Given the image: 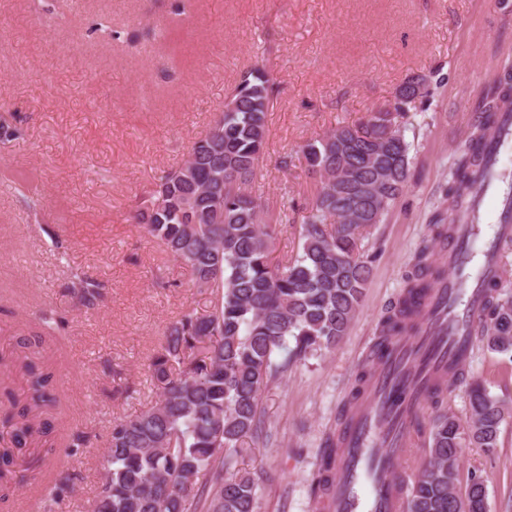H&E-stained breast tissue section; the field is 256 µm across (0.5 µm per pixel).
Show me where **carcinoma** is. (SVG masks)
<instances>
[{
	"label": "carcinoma",
	"instance_id": "1",
	"mask_svg": "<svg viewBox=\"0 0 512 512\" xmlns=\"http://www.w3.org/2000/svg\"><path fill=\"white\" fill-rule=\"evenodd\" d=\"M275 79L258 60L224 101L222 135L195 143L180 169L159 178L139 223L166 251L191 268L197 288L216 294L213 310L186 309L167 329L151 361L160 400L149 410L112 422L107 466L92 512H258L261 473L232 471L246 439L258 435L262 390L288 368L290 358L329 350L346 334L371 275L362 254L365 234L383 222L403 192L410 171V144L396 120L434 95L432 84L411 93L396 113L370 115L343 125L302 149L307 171L328 183L311 202H270L249 190L262 160L266 115L273 105ZM512 114V62L494 75L482 120L450 169L449 222L437 215L431 244L415 256L413 272L386 316L379 345L416 328L422 297L446 279L431 260V246L448 249L456 222L475 212L464 188L478 176H494L485 148L495 139V117ZM200 214L184 221L185 211ZM303 225L297 254L284 263L270 257V224ZM91 309L101 284L75 274L68 285ZM472 333L493 353L512 357V296L489 286L483 317ZM293 349H288V339ZM25 400L7 390L0 425L18 450L38 437L54 451L56 426L50 418L32 422L35 410L57 402L53 371L33 361ZM362 371L344 418L351 419L370 388ZM468 413L441 414L430 438V459L407 491L403 512H488L483 481L472 476L465 496L457 490L460 449L491 450L512 408L481 383H468ZM336 469L319 471L313 493L323 497Z\"/></svg>",
	"mask_w": 512,
	"mask_h": 512
}]
</instances>
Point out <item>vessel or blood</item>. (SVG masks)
<instances>
[{"instance_id": "obj_1", "label": "vessel or blood", "mask_w": 512, "mask_h": 512, "mask_svg": "<svg viewBox=\"0 0 512 512\" xmlns=\"http://www.w3.org/2000/svg\"><path fill=\"white\" fill-rule=\"evenodd\" d=\"M480 227L463 223L448 248V277L425 299V315L410 334L390 339L371 369L367 402L344 431V454L333 462L336 482L328 500L334 512H400L404 485L398 475L413 461L421 381L403 367L426 337L436 339L445 361L464 364L472 356L467 328L482 316L481 281L501 279L503 266L492 249L476 252Z\"/></svg>"}]
</instances>
